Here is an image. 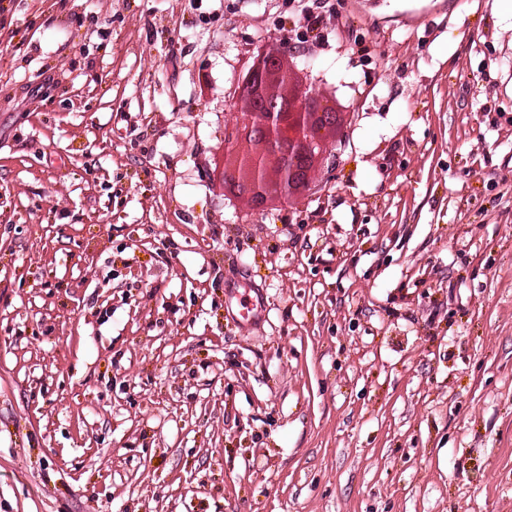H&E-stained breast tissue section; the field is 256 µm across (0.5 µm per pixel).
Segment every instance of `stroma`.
I'll use <instances>...</instances> for the list:
<instances>
[{"label": "stroma", "instance_id": "35a3bbf8", "mask_svg": "<svg viewBox=\"0 0 512 512\" xmlns=\"http://www.w3.org/2000/svg\"><path fill=\"white\" fill-rule=\"evenodd\" d=\"M321 13L0 0V512H512V11ZM281 36L354 116L256 212L213 173Z\"/></svg>", "mask_w": 512, "mask_h": 512}]
</instances>
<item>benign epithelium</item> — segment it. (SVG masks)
Here are the masks:
<instances>
[{"instance_id": "1", "label": "benign epithelium", "mask_w": 512, "mask_h": 512, "mask_svg": "<svg viewBox=\"0 0 512 512\" xmlns=\"http://www.w3.org/2000/svg\"><path fill=\"white\" fill-rule=\"evenodd\" d=\"M280 44L288 47V39ZM278 45L257 47L234 89L246 105L224 119V197L245 199L256 211L266 209L273 187L281 200L305 204L322 172L336 166L337 144L328 132L336 127L338 102L315 82L297 79Z\"/></svg>"}]
</instances>
